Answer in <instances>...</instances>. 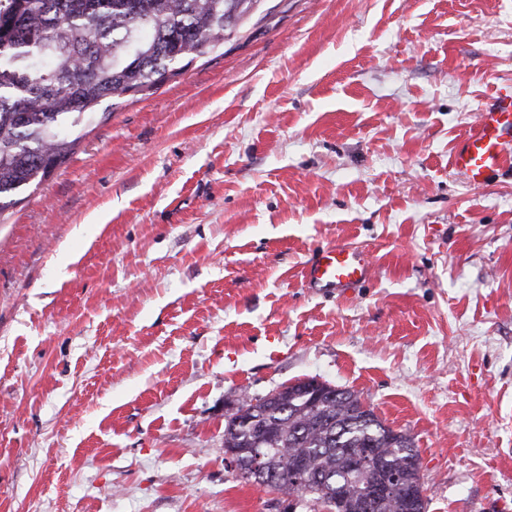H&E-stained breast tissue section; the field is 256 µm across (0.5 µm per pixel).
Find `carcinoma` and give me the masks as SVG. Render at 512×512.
<instances>
[{
    "mask_svg": "<svg viewBox=\"0 0 512 512\" xmlns=\"http://www.w3.org/2000/svg\"><path fill=\"white\" fill-rule=\"evenodd\" d=\"M261 0H0V215L63 164L102 105L158 88L219 48ZM266 448L263 467L253 450ZM239 476L312 512H426L413 439L336 389L302 385L241 400L224 422Z\"/></svg>",
    "mask_w": 512,
    "mask_h": 512,
    "instance_id": "obj_1",
    "label": "carcinoma"
}]
</instances>
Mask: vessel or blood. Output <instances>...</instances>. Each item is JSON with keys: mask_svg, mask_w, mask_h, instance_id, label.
<instances>
[{"mask_svg": "<svg viewBox=\"0 0 512 512\" xmlns=\"http://www.w3.org/2000/svg\"><path fill=\"white\" fill-rule=\"evenodd\" d=\"M512 150V90L500 93L482 108L474 128L461 140L454 168L475 186L487 183ZM368 260L357 249L336 244L321 249L308 265L304 279L313 288H333L344 293L361 283Z\"/></svg>", "mask_w": 512, "mask_h": 512, "instance_id": "vessel-or-blood-1", "label": "vessel or blood"}]
</instances>
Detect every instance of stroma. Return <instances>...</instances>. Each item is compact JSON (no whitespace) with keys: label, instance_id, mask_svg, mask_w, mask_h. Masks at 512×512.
Masks as SVG:
<instances>
[{"label":"stroma","instance_id":"1","mask_svg":"<svg viewBox=\"0 0 512 512\" xmlns=\"http://www.w3.org/2000/svg\"><path fill=\"white\" fill-rule=\"evenodd\" d=\"M512 0H261L115 100L0 222V512H280L224 419L317 378L419 453L427 512H512ZM370 262L306 287L318 248ZM512 149V88L499 95L478 114L474 128L461 140L454 168L475 186L487 183Z\"/></svg>","mask_w":512,"mask_h":512}]
</instances>
